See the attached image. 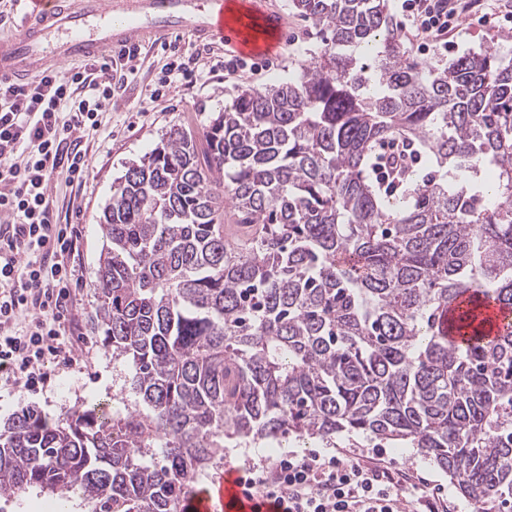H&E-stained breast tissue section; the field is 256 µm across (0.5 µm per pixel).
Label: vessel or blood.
Listing matches in <instances>:
<instances>
[{
    "label": "vessel or blood",
    "instance_id": "vessel-or-blood-1",
    "mask_svg": "<svg viewBox=\"0 0 512 512\" xmlns=\"http://www.w3.org/2000/svg\"><path fill=\"white\" fill-rule=\"evenodd\" d=\"M231 0H13L17 30L0 33V77L27 80L49 66L84 61L142 43L144 36L165 39L190 30L231 47L243 56L270 52L251 43L245 24L228 22ZM247 14L279 38L280 16L265 0H242ZM488 336L512 330V311L482 296ZM240 467L226 468L212 488L191 490L181 512H269L267 499L247 495Z\"/></svg>",
    "mask_w": 512,
    "mask_h": 512
}]
</instances>
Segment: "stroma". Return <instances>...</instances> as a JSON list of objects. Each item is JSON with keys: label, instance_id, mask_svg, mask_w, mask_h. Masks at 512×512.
I'll use <instances>...</instances> for the list:
<instances>
[{"label": "stroma", "instance_id": "1", "mask_svg": "<svg viewBox=\"0 0 512 512\" xmlns=\"http://www.w3.org/2000/svg\"><path fill=\"white\" fill-rule=\"evenodd\" d=\"M268 6L285 20V31L280 43L266 56L257 58V68L243 71L241 76H225L217 67L204 77L179 84L159 99L152 111H142V100L149 89L158 87L163 68L171 54L197 56L209 59L213 44L184 33L173 36V50H164L161 43L142 44L139 70L129 78L114 97L111 112L104 115L98 134L89 144L92 163L83 190L80 212L70 221L81 234L82 268L77 286V317L80 336L73 343L82 354L84 369L57 372L51 388L40 394L16 392L0 396V422L26 408L38 410L56 420L74 406L110 402L113 411L124 412L134 396L127 380L131 374L128 362L113 358L111 349L103 344L101 322L96 314L98 295L92 287L98 270L103 245L98 225L103 209L112 198V186L121 177L129 162L150 152L173 127L194 125L205 121L214 112L221 111L229 101V91L236 86L261 88L294 78L301 63L323 46L322 33L308 18L293 11L289 0H268ZM448 49L424 52L416 43H408L412 55L424 63L452 58L487 45L497 48L505 58H512V30L497 28L484 21L480 13H472L459 29L448 38ZM347 438H337L329 444L318 439L302 442L289 441L288 445L269 446L263 443L238 445L227 443L219 455L226 464L238 465L244 460H274L291 451L300 455L310 452L340 454L347 451ZM364 455L381 458L391 470H402L414 477L433 481L448 500L449 512H474L472 505L461 497L450 482L447 473L413 448H393L387 443L374 441L363 450Z\"/></svg>", "mask_w": 512, "mask_h": 512}]
</instances>
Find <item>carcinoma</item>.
I'll use <instances>...</instances> for the list:
<instances>
[{
    "instance_id": "1",
    "label": "carcinoma",
    "mask_w": 512,
    "mask_h": 512,
    "mask_svg": "<svg viewBox=\"0 0 512 512\" xmlns=\"http://www.w3.org/2000/svg\"><path fill=\"white\" fill-rule=\"evenodd\" d=\"M291 2L320 54L171 129L103 210L92 287L137 408L17 414L0 499L179 512L226 439L346 434L417 449L475 512L512 501V331L486 337L475 296L512 309V61L420 63L388 0ZM386 143L437 163L395 201L369 174Z\"/></svg>"
}]
</instances>
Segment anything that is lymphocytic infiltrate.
<instances>
[{
    "label": "lymphocytic infiltrate",
    "instance_id": "obj_1",
    "mask_svg": "<svg viewBox=\"0 0 512 512\" xmlns=\"http://www.w3.org/2000/svg\"><path fill=\"white\" fill-rule=\"evenodd\" d=\"M492 0H401L412 40L447 44L448 35ZM139 48L85 64L50 70L33 80H0V388L41 391L51 374L46 359L75 368L70 336L73 291L81 261L80 235L62 222L51 196L57 177L84 186L90 159L84 138L112 108L113 78L137 71ZM248 491L270 500L273 512H402L404 488L413 506L445 512L422 479L407 485L367 456L317 453L244 464Z\"/></svg>",
    "mask_w": 512,
    "mask_h": 512
}]
</instances>
